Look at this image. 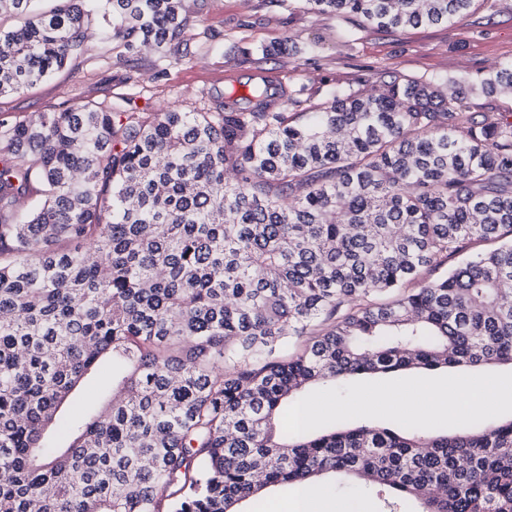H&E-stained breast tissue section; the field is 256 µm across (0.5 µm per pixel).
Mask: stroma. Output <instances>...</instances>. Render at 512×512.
Wrapping results in <instances>:
<instances>
[{"instance_id": "35a3bbf8", "label": "stroma", "mask_w": 512, "mask_h": 512, "mask_svg": "<svg viewBox=\"0 0 512 512\" xmlns=\"http://www.w3.org/2000/svg\"><path fill=\"white\" fill-rule=\"evenodd\" d=\"M193 11L182 52L144 50L125 55L123 47L105 40L100 25L87 33L83 54L50 77L12 95L0 97V115L37 118L89 102L117 112L146 115L167 110L206 112L226 100L245 96L254 81L300 91L296 112L328 102L330 89L341 86L370 92L389 76L422 81L462 78L476 84L502 63L512 61V0H477L473 14L454 28L445 26L379 30L355 17L307 9L297 0L293 11L276 0H187ZM505 394L493 408L442 418L427 415L429 431L455 432L512 418V366L493 364ZM458 368L404 370L359 375L333 384L314 385L291 400L284 424L296 431L294 409L322 397L330 405L312 426L328 429L339 416L357 424L381 426L390 417L399 425L414 422L376 407L373 393L389 390L395 405L414 391L448 384L461 377ZM328 512H380L376 496L362 489H340L337 481L322 484Z\"/></svg>"}]
</instances>
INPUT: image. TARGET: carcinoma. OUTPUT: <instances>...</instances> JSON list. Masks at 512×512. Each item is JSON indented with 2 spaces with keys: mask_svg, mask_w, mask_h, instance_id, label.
Masks as SVG:
<instances>
[{
  "mask_svg": "<svg viewBox=\"0 0 512 512\" xmlns=\"http://www.w3.org/2000/svg\"><path fill=\"white\" fill-rule=\"evenodd\" d=\"M0 0V96L82 53L180 50L185 0ZM380 29L452 27L476 0H303ZM393 76L285 111L0 119V512H239L325 476L383 512H512V418L448 434L347 423L285 438L280 407L348 375L512 365V120ZM512 91V62L481 81ZM35 202L27 215L14 205ZM479 252L432 279L438 258ZM112 395L73 396L102 362ZM68 404L72 440L46 445Z\"/></svg>",
  "mask_w": 512,
  "mask_h": 512,
  "instance_id": "obj_1",
  "label": "carcinoma"
}]
</instances>
